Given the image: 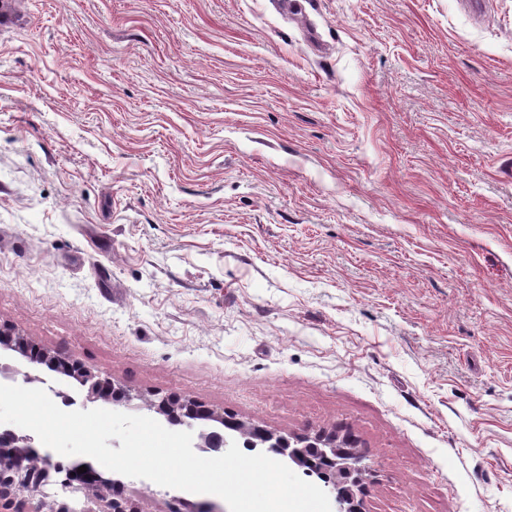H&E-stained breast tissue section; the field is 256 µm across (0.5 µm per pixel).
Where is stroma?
I'll return each instance as SVG.
<instances>
[{"label":"stroma","instance_id":"obj_1","mask_svg":"<svg viewBox=\"0 0 512 512\" xmlns=\"http://www.w3.org/2000/svg\"><path fill=\"white\" fill-rule=\"evenodd\" d=\"M1 324L123 413L350 428L361 512H512V0H14ZM0 348L12 350L27 358L30 363L46 361L61 364L75 374L80 386L85 388L83 404L103 402L119 404L133 398L130 390L117 386L109 378H98L85 365L74 359H68L47 351L25 338L13 328L0 326Z\"/></svg>","mask_w":512,"mask_h":512}]
</instances>
